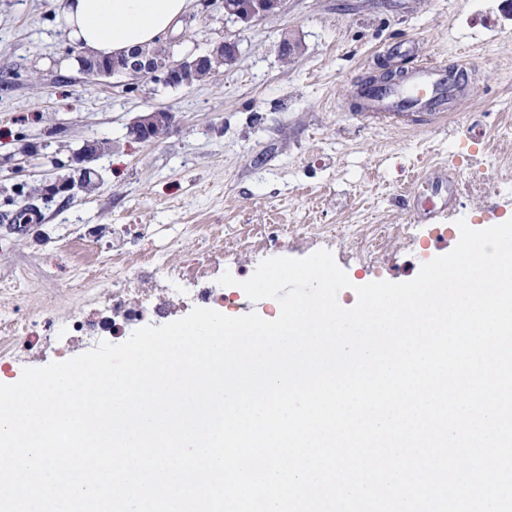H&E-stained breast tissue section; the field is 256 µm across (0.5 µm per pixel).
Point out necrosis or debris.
<instances>
[{
    "instance_id": "necrosis-or-debris-1",
    "label": "necrosis or debris",
    "mask_w": 512,
    "mask_h": 512,
    "mask_svg": "<svg viewBox=\"0 0 512 512\" xmlns=\"http://www.w3.org/2000/svg\"><path fill=\"white\" fill-rule=\"evenodd\" d=\"M197 231V225H183L179 235L160 244L145 225H113L111 257L95 254L93 263L82 266L75 278L76 283H90L111 274V291L85 298L84 309L64 319L46 311L0 305V343L24 355L44 337L123 335L129 326L165 319L173 305L224 309L231 298L209 285L226 259L223 225H209L204 245L189 251L180 265L167 260L169 251L180 249L183 239Z\"/></svg>"
}]
</instances>
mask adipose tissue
Wrapping results in <instances>:
<instances>
[{"label":"adipose tissue","instance_id":"ef3b65f1","mask_svg":"<svg viewBox=\"0 0 512 512\" xmlns=\"http://www.w3.org/2000/svg\"><path fill=\"white\" fill-rule=\"evenodd\" d=\"M188 0H64L61 23L69 38L98 56L157 43Z\"/></svg>","mask_w":512,"mask_h":512}]
</instances>
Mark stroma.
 Segmentation results:
<instances>
[{
    "mask_svg": "<svg viewBox=\"0 0 512 512\" xmlns=\"http://www.w3.org/2000/svg\"><path fill=\"white\" fill-rule=\"evenodd\" d=\"M63 0H0V272L18 267L27 281L21 306L59 317L74 311L69 284L76 237L99 224H223L225 250L256 224H278L267 252L238 253L230 274L253 273L270 256L303 258L330 251L351 288L413 279L421 265L447 254L458 220L484 229L512 219V192L493 180L491 159L512 160V0H283L281 12L243 27L219 6L199 0L179 24L190 47L209 50L225 37L239 44L236 64L188 87L143 80L92 81L68 65L74 43L64 32ZM302 45L283 61L279 44ZM437 60L468 80L451 112L401 125L362 117L357 89L387 69ZM174 112L179 130L158 143H136L127 128L154 107ZM111 142L96 166L98 190L40 207L46 244L11 227L32 186L67 162L87 140ZM26 143L40 154L9 172L7 159ZM468 174L447 219L430 224L402 204L415 178ZM316 227L308 235L303 225ZM58 260L55 285L40 272ZM95 336L59 337L14 364L0 356V381L24 367L80 355Z\"/></svg>",
    "mask_w": 512,
    "mask_h": 512,
    "instance_id": "obj_1",
    "label": "stroma"
}]
</instances>
